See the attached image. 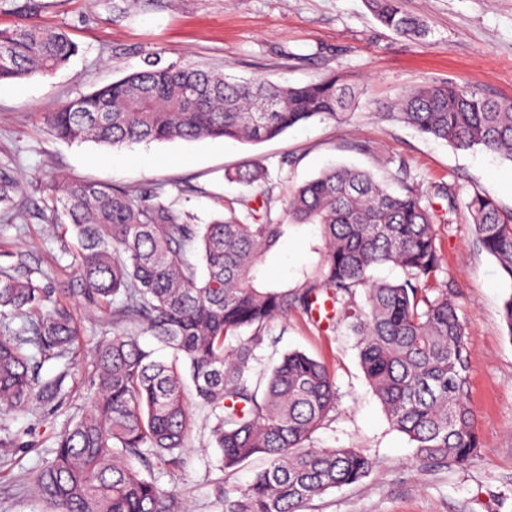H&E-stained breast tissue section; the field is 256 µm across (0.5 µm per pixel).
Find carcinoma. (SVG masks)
Here are the masks:
<instances>
[{"instance_id":"obj_1","label":"carcinoma","mask_w":512,"mask_h":512,"mask_svg":"<svg viewBox=\"0 0 512 512\" xmlns=\"http://www.w3.org/2000/svg\"><path fill=\"white\" fill-rule=\"evenodd\" d=\"M385 27L412 38L427 25L400 0H366ZM78 48L66 32L37 23L0 28V83L45 76L66 66ZM366 88L330 74L300 86L258 78L231 80L191 64L146 67L63 104L48 115L55 136L119 148L152 141L233 139L259 143L319 118L341 120ZM393 116L458 150L480 146L512 162V102L452 82L406 89ZM228 180L254 183L262 169L243 165ZM21 179L0 161V212H12ZM79 244L71 268L86 304L112 313V336L92 353L88 409L56 438L53 459L35 470L31 490L46 512H186L179 498L149 475L176 466L193 426L177 362L152 359L143 327L183 359L196 396L215 417L211 436L224 469L255 455L267 459L224 512H299L326 492L357 483L372 460L354 448H314L312 435L336 409L327 366L293 350L256 383L249 380L267 325L290 312L318 326L337 317L358 336L365 379L392 427L434 467L461 464L481 445L466 399L470 351L466 324L440 293L430 203L413 186L400 194L369 172L334 167L289 195L288 223L235 212L209 224L162 199L62 179L52 185ZM466 207L482 248L512 283V211L473 192ZM318 226L311 260L291 282H269L266 258L290 226ZM393 264L401 282L371 271ZM363 290L364 303L356 301ZM0 315L26 317L24 333L0 336V407L22 410L64 401L65 380L81 368L82 336L74 309L51 301L32 278L0 269ZM250 331L243 337L241 333ZM238 338L230 347L226 340ZM63 361L43 379L37 357Z\"/></svg>"}]
</instances>
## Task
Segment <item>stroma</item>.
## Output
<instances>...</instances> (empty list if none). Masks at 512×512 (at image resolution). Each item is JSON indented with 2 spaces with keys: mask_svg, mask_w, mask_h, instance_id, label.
Wrapping results in <instances>:
<instances>
[{
  "mask_svg": "<svg viewBox=\"0 0 512 512\" xmlns=\"http://www.w3.org/2000/svg\"><path fill=\"white\" fill-rule=\"evenodd\" d=\"M401 7L426 20L425 38L388 30L365 0H0V28L37 21L65 30L78 46L66 67L14 82L13 92L0 95V159L11 160L22 179L23 211L19 218L0 213V268H21L54 300L73 305L88 350L112 326L84 305L70 278L78 251L52 208L57 176L160 189L201 224L242 198L257 206L270 202L274 217L286 220L289 188L332 164L366 169L395 190L414 185L436 211L450 214L448 223L436 226L442 257L437 281L467 323L468 398L480 453L463 465L420 462L368 385L347 322L325 330L301 314L275 320L252 371L268 370L293 349L322 360L339 401L314 433V445L355 448L374 462L359 483L330 490L300 512H512V336L501 318L512 283L479 246L465 207L477 190L511 209L512 162L478 147L455 149L390 115L404 90L428 82H464L512 101V0H401ZM151 55L281 84L335 72L367 85L368 92L344 120L310 121L258 144L155 141L112 150L52 134L46 113L139 69ZM242 164L263 168L265 180L225 181V169ZM441 186L455 191V211L437 196ZM316 233L311 224L289 228L270 252L265 276L292 279L307 262ZM69 387L59 406L0 411V438L11 442L0 447V512H41L29 495V477L53 458L57 433L89 405L84 374ZM187 400L194 425L182 463L156 478L192 512H224L225 494L244 489L265 462L224 469L209 433L213 416L195 394Z\"/></svg>",
  "mask_w": 512,
  "mask_h": 512,
  "instance_id": "1",
  "label": "stroma"
}]
</instances>
